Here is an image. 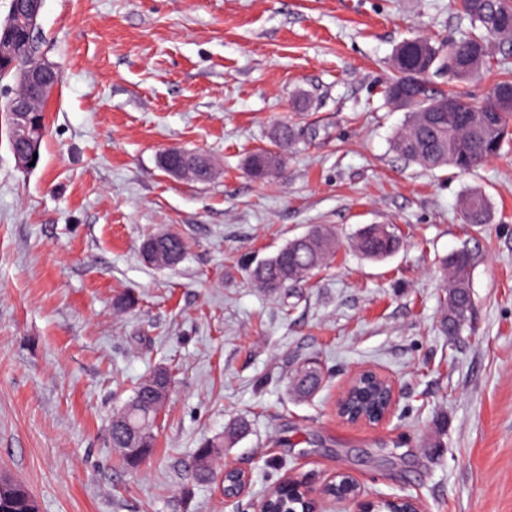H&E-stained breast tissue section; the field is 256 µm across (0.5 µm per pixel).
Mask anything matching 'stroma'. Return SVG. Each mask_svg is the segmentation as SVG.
I'll list each match as a JSON object with an SVG mask.
<instances>
[{"label":"stroma","mask_w":512,"mask_h":512,"mask_svg":"<svg viewBox=\"0 0 512 512\" xmlns=\"http://www.w3.org/2000/svg\"><path fill=\"white\" fill-rule=\"evenodd\" d=\"M468 27L455 0H44L62 80L38 168L0 136V472L39 512H253L286 476L316 489L339 470L423 512H512V143L466 174L422 168L393 151L407 114L383 94L403 40ZM281 123L285 166L252 178ZM173 147L208 155L212 180L170 179ZM474 189L488 223L462 216ZM316 224L341 241L318 275L278 294L249 280L247 259ZM365 224L395 225L400 250L360 257ZM163 231L188 246L170 269L140 250ZM464 246L473 306L450 338L440 260ZM312 358L325 385L295 397ZM161 365L155 452L128 469L112 417ZM365 367L396 385L382 426L336 413ZM238 418L250 432L220 462L250 482L228 504L191 463Z\"/></svg>","instance_id":"obj_1"}]
</instances>
